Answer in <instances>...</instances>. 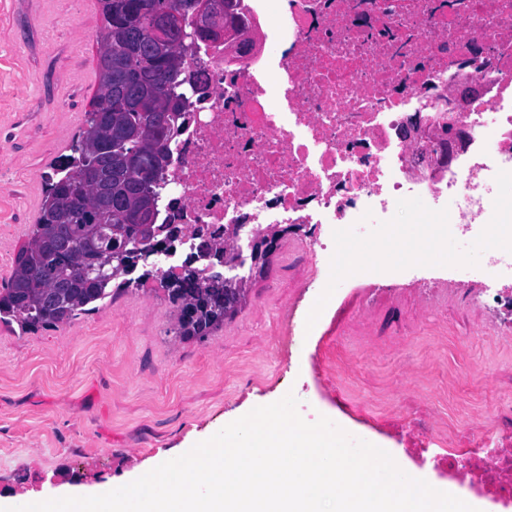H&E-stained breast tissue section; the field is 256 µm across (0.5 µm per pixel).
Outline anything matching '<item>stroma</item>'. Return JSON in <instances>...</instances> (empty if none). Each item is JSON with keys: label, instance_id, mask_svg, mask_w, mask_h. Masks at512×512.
<instances>
[{"label": "stroma", "instance_id": "obj_1", "mask_svg": "<svg viewBox=\"0 0 512 512\" xmlns=\"http://www.w3.org/2000/svg\"><path fill=\"white\" fill-rule=\"evenodd\" d=\"M98 0H0V289L70 155L98 88ZM308 239L283 237L246 304L203 338L175 334L163 291H113L93 312L24 332L0 323V495L119 482L287 393L423 473L512 512L431 449L512 442V331L448 287V262L413 258L400 277L343 271L322 295Z\"/></svg>", "mask_w": 512, "mask_h": 512}]
</instances>
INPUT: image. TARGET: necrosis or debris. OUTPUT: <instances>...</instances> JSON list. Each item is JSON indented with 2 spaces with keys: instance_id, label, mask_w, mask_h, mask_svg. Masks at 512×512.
<instances>
[{
  "instance_id": "4bbe7bcc",
  "label": "necrosis or debris",
  "mask_w": 512,
  "mask_h": 512,
  "mask_svg": "<svg viewBox=\"0 0 512 512\" xmlns=\"http://www.w3.org/2000/svg\"><path fill=\"white\" fill-rule=\"evenodd\" d=\"M241 25L187 52L178 133L163 158L158 221L173 249L147 258L177 276L199 246L239 251L269 224L323 229L337 268L373 256L392 274L424 247L454 249L512 321V0H237ZM414 208L425 223L403 225ZM484 461L483 488L512 499V448L439 460L449 475Z\"/></svg>"
}]
</instances>
